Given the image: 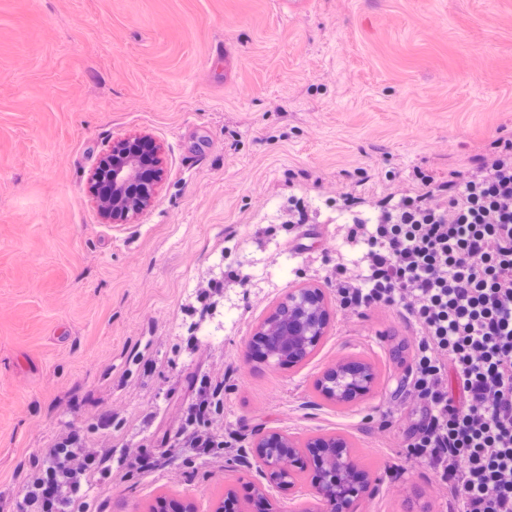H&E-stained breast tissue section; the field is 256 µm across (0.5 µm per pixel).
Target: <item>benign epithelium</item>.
Listing matches in <instances>:
<instances>
[{"instance_id": "obj_1", "label": "benign epithelium", "mask_w": 512, "mask_h": 512, "mask_svg": "<svg viewBox=\"0 0 512 512\" xmlns=\"http://www.w3.org/2000/svg\"><path fill=\"white\" fill-rule=\"evenodd\" d=\"M161 177L157 150L146 138L135 137L112 143L111 152L94 170L89 189L100 202L105 218L126 223L129 215L147 207ZM330 305L316 288H290L257 325L253 339L265 344L264 360L288 361L294 366L307 361L327 335ZM375 372L366 362L337 360L320 378L323 398L345 404L368 396L375 384ZM240 457L253 460L257 479L249 496L240 499L232 482L224 485V498L211 512H224L225 502L235 512H282L280 503H295L301 473L313 470L312 501L295 512H361V506L375 491L363 473L347 440L336 433L321 434L300 441L276 430L259 433L240 450ZM159 512H196L187 501L160 499Z\"/></svg>"}]
</instances>
